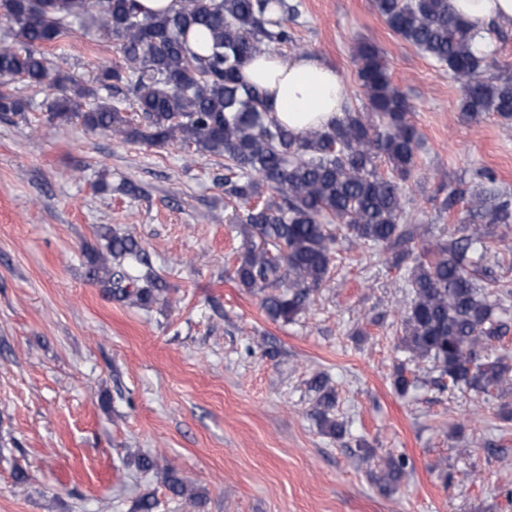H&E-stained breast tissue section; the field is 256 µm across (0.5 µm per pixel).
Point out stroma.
Here are the masks:
<instances>
[{
	"label": "stroma",
	"mask_w": 512,
	"mask_h": 512,
	"mask_svg": "<svg viewBox=\"0 0 512 512\" xmlns=\"http://www.w3.org/2000/svg\"><path fill=\"white\" fill-rule=\"evenodd\" d=\"M303 55L366 103L358 42L384 52L424 142L407 193L413 251L464 232L448 184L478 168L512 188V124L473 119L445 68L394 34L373 0H293ZM119 56L75 30L51 68L91 84ZM24 111L0 112V512H512V333L488 352L509 370L490 395L449 387L400 341L410 297L392 252L342 242L329 280L293 322L235 278L242 238L228 219L224 159L125 141L79 120L51 124L52 87L17 82ZM141 186L134 199L123 182ZM132 233L168 289L146 307L112 300L82 253L102 227ZM414 386H393L397 371ZM336 391V439L310 387ZM147 454L155 468L137 470ZM405 455L381 492L388 455ZM200 505L173 496L168 468ZM406 459L402 456L389 455L384 461V468L379 478L380 489L390 493L401 483L406 475Z\"/></svg>",
	"instance_id": "1"
}]
</instances>
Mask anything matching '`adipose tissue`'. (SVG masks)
<instances>
[{
  "mask_svg": "<svg viewBox=\"0 0 512 512\" xmlns=\"http://www.w3.org/2000/svg\"><path fill=\"white\" fill-rule=\"evenodd\" d=\"M454 9L476 30L493 20L512 24V0H450ZM245 84L265 95L272 117L296 132L322 129L345 109L342 80L335 68L310 56L291 60L267 53L241 71Z\"/></svg>",
  "mask_w": 512,
  "mask_h": 512,
  "instance_id": "1",
  "label": "adipose tissue"
}]
</instances>
